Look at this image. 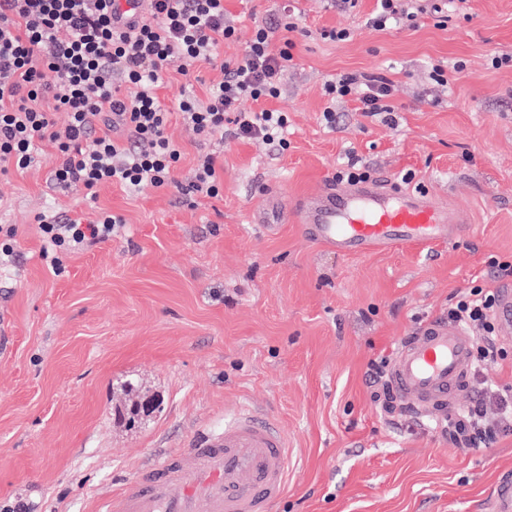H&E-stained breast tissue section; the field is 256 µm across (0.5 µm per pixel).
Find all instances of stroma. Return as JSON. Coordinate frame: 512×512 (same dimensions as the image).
<instances>
[{
	"label": "stroma",
	"instance_id": "obj_1",
	"mask_svg": "<svg viewBox=\"0 0 512 512\" xmlns=\"http://www.w3.org/2000/svg\"><path fill=\"white\" fill-rule=\"evenodd\" d=\"M282 0H224L243 43ZM376 0L340 11L296 0L293 61L275 107L288 112V149L258 140L202 139L179 114L168 131L184 150L224 169L219 196L188 202L176 189L55 186L50 146L26 170L0 173V225L17 229L16 262L0 271V512H88L154 450L221 429L248 404L288 441V491L274 512H484L512 476V433L459 448L370 397L368 364L443 315L470 288L502 286L512 264V0H452L448 20L376 31ZM345 28L347 41L322 39ZM507 64L493 65L496 56ZM450 84L430 83L433 65ZM342 73H380L394 85L396 126L337 103L328 126L324 85ZM390 175L463 212L468 237L422 251L343 256L298 225L272 232L252 217L268 191L295 200L347 161ZM123 217L112 238L86 247L53 276L39 214L71 218L91 206ZM462 397L483 383L512 389V335ZM161 409L130 425L118 409L137 395Z\"/></svg>",
	"mask_w": 512,
	"mask_h": 512
}]
</instances>
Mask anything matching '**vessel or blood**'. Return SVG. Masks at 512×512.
I'll return each mask as SVG.
<instances>
[{
	"label": "vessel or blood",
	"mask_w": 512,
	"mask_h": 512,
	"mask_svg": "<svg viewBox=\"0 0 512 512\" xmlns=\"http://www.w3.org/2000/svg\"><path fill=\"white\" fill-rule=\"evenodd\" d=\"M288 211L309 240L344 256H366L405 246L445 244L468 234L463 215L420 191L382 180L329 185L293 207L268 192L253 222L269 231V214ZM500 329L512 330V285L501 287L494 310ZM473 342L461 324L424 321L401 340L388 365L395 402L437 429L469 387ZM290 454L279 427L240 407L224 428L195 430L185 447L164 449L139 463L114 490L99 495L93 512H270L288 487Z\"/></svg>",
	"instance_id": "1"
}]
</instances>
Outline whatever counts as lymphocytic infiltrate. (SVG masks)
Instances as JSON below:
<instances>
[{
	"mask_svg": "<svg viewBox=\"0 0 512 512\" xmlns=\"http://www.w3.org/2000/svg\"><path fill=\"white\" fill-rule=\"evenodd\" d=\"M447 7L446 0H376L367 24L387 30L424 13L440 16ZM296 29L295 10L285 6L277 22L254 23L242 55L224 58L220 48L238 41L224 0H144L140 9L125 12L118 0H0V171L30 168L48 142L59 154L53 181L60 186L79 183L93 191L149 184L177 187L192 199L216 197L224 180L208 154L188 185H177L182 147L167 132L169 110L156 89L169 70L189 83L200 64L219 67L221 78L206 98L185 93L177 100L184 125L203 138L227 133L287 149L288 113L266 103L282 95ZM325 92L327 125L336 123L335 101L347 98L365 114L392 120L393 84L384 76L340 75L327 81ZM57 112L68 116L61 132L53 120ZM121 221L103 208L85 221L38 216L53 272H61L64 258L85 244L109 240ZM496 301L494 290L474 287L448 308L449 320L476 329L479 367L503 356L496 343ZM496 397L498 421L487 422L481 407L473 406L456 424L454 439L482 447L512 432V390Z\"/></svg>",
	"mask_w": 512,
	"mask_h": 512,
	"instance_id": "1",
	"label": "lymphocytic infiltrate"
}]
</instances>
